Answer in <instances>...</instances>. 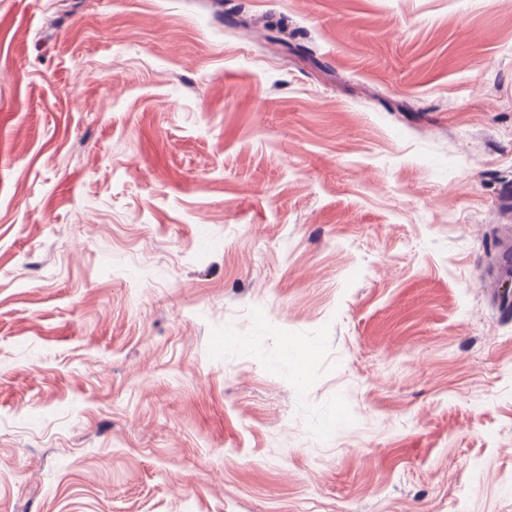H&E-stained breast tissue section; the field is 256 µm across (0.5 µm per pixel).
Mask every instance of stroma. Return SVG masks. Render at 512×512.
<instances>
[{
	"label": "stroma",
	"instance_id": "35a3bbf8",
	"mask_svg": "<svg viewBox=\"0 0 512 512\" xmlns=\"http://www.w3.org/2000/svg\"><path fill=\"white\" fill-rule=\"evenodd\" d=\"M511 188L512 0H0V512H512ZM239 26L247 30L250 36L258 37L272 45L284 44L282 38L278 34H284L287 27L282 25H273L264 23L262 27L258 26V21L255 18H246L239 22Z\"/></svg>",
	"mask_w": 512,
	"mask_h": 512
}]
</instances>
